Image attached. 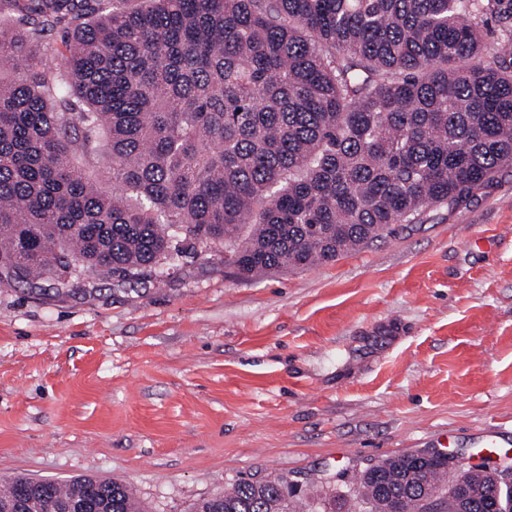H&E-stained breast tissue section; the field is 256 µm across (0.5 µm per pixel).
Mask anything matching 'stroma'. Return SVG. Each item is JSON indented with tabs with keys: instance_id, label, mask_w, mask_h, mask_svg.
I'll return each instance as SVG.
<instances>
[{
	"instance_id": "35a3bbf8",
	"label": "stroma",
	"mask_w": 512,
	"mask_h": 512,
	"mask_svg": "<svg viewBox=\"0 0 512 512\" xmlns=\"http://www.w3.org/2000/svg\"><path fill=\"white\" fill-rule=\"evenodd\" d=\"M418 450L512 467V167L302 270L242 279L197 245L67 295L0 285V486L110 477L188 512L241 479L316 495Z\"/></svg>"
}]
</instances>
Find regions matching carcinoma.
Here are the masks:
<instances>
[{"label":"carcinoma","mask_w":512,"mask_h":512,"mask_svg":"<svg viewBox=\"0 0 512 512\" xmlns=\"http://www.w3.org/2000/svg\"><path fill=\"white\" fill-rule=\"evenodd\" d=\"M0 281L136 278L191 240L241 278L335 260L512 165V0H0ZM508 25L492 53L484 29ZM60 30L65 52L42 53ZM111 174L103 188L87 169ZM387 458L305 501L284 476L190 512H431L448 461ZM455 480L475 512L492 475ZM16 477L0 489L12 502ZM39 512L124 482L49 481Z\"/></svg>","instance_id":"obj_1"}]
</instances>
